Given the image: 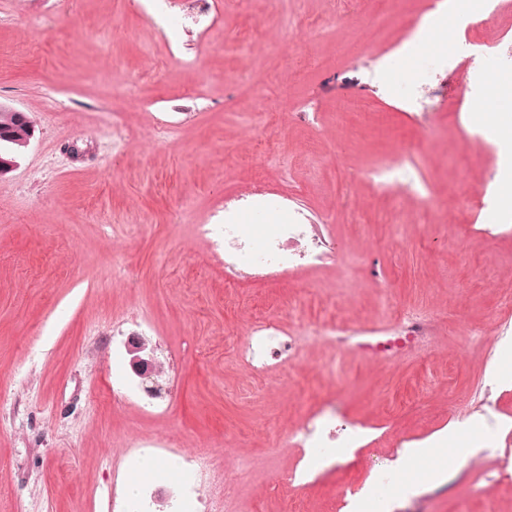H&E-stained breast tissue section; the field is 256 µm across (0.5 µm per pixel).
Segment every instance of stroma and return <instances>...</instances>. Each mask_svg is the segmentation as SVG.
<instances>
[{
	"mask_svg": "<svg viewBox=\"0 0 512 512\" xmlns=\"http://www.w3.org/2000/svg\"><path fill=\"white\" fill-rule=\"evenodd\" d=\"M144 2L0 0V106L36 127L0 176V512H124L131 454L165 448L226 456L234 512H350L364 496L389 512H512L506 428L475 433L448 480L382 492L399 451L463 414L489 361L512 367L498 337L512 236L491 234L500 209L466 200L512 155L468 142L458 91L476 63L378 77L432 0H168L152 16ZM397 153L430 198L369 178ZM296 209L324 225L334 262L225 268V218ZM411 305L433 315V347L381 368L325 343L260 373L240 358L268 317L380 328ZM133 335L155 349L162 397L130 370ZM326 399L355 426L350 466L282 487L300 455L288 429ZM186 494L174 479L140 491L147 512Z\"/></svg>",
	"mask_w": 512,
	"mask_h": 512,
	"instance_id": "obj_1",
	"label": "stroma"
}]
</instances>
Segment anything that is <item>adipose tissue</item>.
Instances as JSON below:
<instances>
[{
  "label": "adipose tissue",
  "instance_id": "adipose-tissue-1",
  "mask_svg": "<svg viewBox=\"0 0 512 512\" xmlns=\"http://www.w3.org/2000/svg\"><path fill=\"white\" fill-rule=\"evenodd\" d=\"M471 0H454L452 6L436 13L426 21L420 30L417 41L402 48L395 60L397 69L407 72L416 67L420 52L448 54L453 52V37L460 20L472 10ZM488 94L475 100V109L485 111L489 117L488 128L498 138L512 139V76L500 72H490L487 76ZM481 418H469L464 426H451L431 442L403 451L396 462L399 481L403 492H415L422 483L444 481L448 476V456L457 454L467 458L469 448L463 442L470 433L483 427Z\"/></svg>",
  "mask_w": 512,
  "mask_h": 512
}]
</instances>
